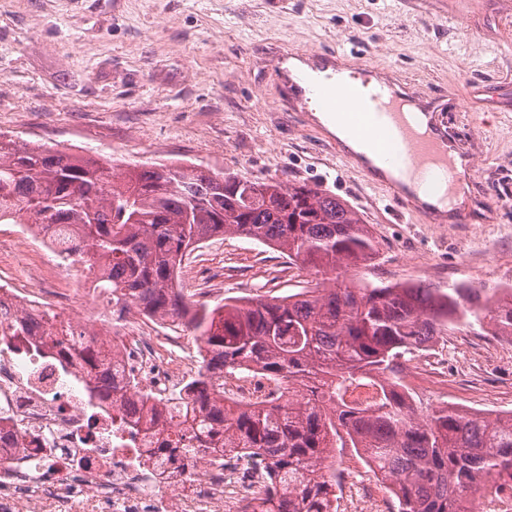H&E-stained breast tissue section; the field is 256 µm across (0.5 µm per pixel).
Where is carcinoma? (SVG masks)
Returning <instances> with one entry per match:
<instances>
[{
	"mask_svg": "<svg viewBox=\"0 0 512 512\" xmlns=\"http://www.w3.org/2000/svg\"><path fill=\"white\" fill-rule=\"evenodd\" d=\"M66 230L88 268L103 273L115 312L137 310L189 329L203 343V369L185 388L180 429L166 451L194 452L198 437L224 441L266 463L274 482L265 512H335L333 449L355 448L387 482L396 512H469L468 492L489 475H512V412L493 418L428 408L401 384L399 360L454 323L512 336V297L460 285L354 288L316 285L246 304L195 307L176 285L186 252L216 234L272 245L318 272L369 265L378 244L338 197L306 183L282 185L195 164L117 173L96 159L0 135V224ZM49 311L0 328L44 353ZM90 400L128 386L114 358L82 327L66 330ZM252 368L291 398L249 410L224 404L217 381ZM378 386L375 401L350 404L352 387Z\"/></svg>",
	"mask_w": 512,
	"mask_h": 512,
	"instance_id": "1",
	"label": "carcinoma"
}]
</instances>
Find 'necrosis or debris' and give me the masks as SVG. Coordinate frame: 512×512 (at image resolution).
Segmentation results:
<instances>
[{"label": "necrosis or debris", "instance_id": "1", "mask_svg": "<svg viewBox=\"0 0 512 512\" xmlns=\"http://www.w3.org/2000/svg\"><path fill=\"white\" fill-rule=\"evenodd\" d=\"M96 284L43 274L0 296L18 309L69 314L97 331L135 381L127 397L164 405L195 378L198 357L159 320L120 330ZM45 341L50 349L40 356L0 342V512H56L75 499L84 512H244L256 504L263 461L221 450L206 451L201 462L163 452L171 425L158 431L128 422L113 398L90 405L84 374L62 369L54 336ZM269 391L266 377L252 370L224 380L229 405H253Z\"/></svg>", "mask_w": 512, "mask_h": 512}]
</instances>
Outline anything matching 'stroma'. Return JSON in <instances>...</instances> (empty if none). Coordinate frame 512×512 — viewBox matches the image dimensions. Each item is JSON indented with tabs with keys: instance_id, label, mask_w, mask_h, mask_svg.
I'll return each mask as SVG.
<instances>
[{
	"instance_id": "obj_1",
	"label": "stroma",
	"mask_w": 512,
	"mask_h": 512,
	"mask_svg": "<svg viewBox=\"0 0 512 512\" xmlns=\"http://www.w3.org/2000/svg\"><path fill=\"white\" fill-rule=\"evenodd\" d=\"M346 49L446 103L440 120L473 159L466 224L400 215L292 112L272 75L284 49ZM0 133L130 165L194 163L335 194L379 241L341 280L445 288L512 277V10L499 0H0ZM435 272L422 270L425 259ZM182 288L213 305L314 287L315 270L243 235L187 256ZM213 290L199 295L198 280ZM433 407L512 411V343L473 331L427 343ZM349 512H390L391 494L352 448L335 451Z\"/></svg>"
}]
</instances>
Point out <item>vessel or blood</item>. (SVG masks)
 Segmentation results:
<instances>
[{
  "label": "vessel or blood",
  "mask_w": 512,
  "mask_h": 512,
  "mask_svg": "<svg viewBox=\"0 0 512 512\" xmlns=\"http://www.w3.org/2000/svg\"><path fill=\"white\" fill-rule=\"evenodd\" d=\"M346 50L286 49L273 64L292 111L319 112L325 121L345 128L337 140L340 158L383 189L403 210L431 224H465L470 215L453 202L459 184L473 185L470 160H458L457 143L428 99L395 84L376 70L377 90L364 98L350 85L345 71L361 68ZM437 173L446 184L437 201L422 199L420 182Z\"/></svg>",
  "instance_id": "vessel-or-blood-1"
}]
</instances>
